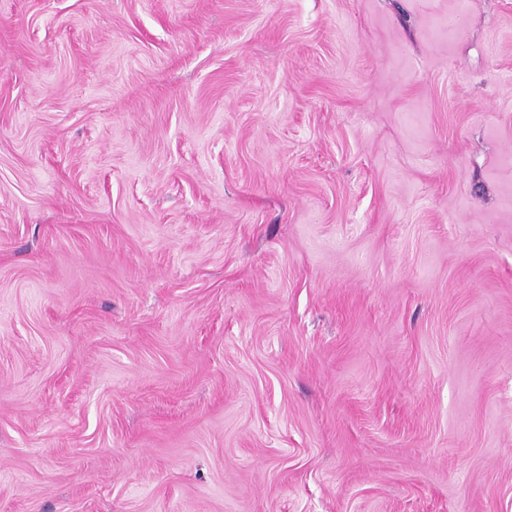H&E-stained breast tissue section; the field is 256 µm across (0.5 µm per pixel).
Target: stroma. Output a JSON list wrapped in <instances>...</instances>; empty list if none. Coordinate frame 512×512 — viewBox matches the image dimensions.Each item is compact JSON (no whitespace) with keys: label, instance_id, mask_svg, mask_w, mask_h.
Returning <instances> with one entry per match:
<instances>
[{"label":"stroma","instance_id":"obj_1","mask_svg":"<svg viewBox=\"0 0 512 512\" xmlns=\"http://www.w3.org/2000/svg\"><path fill=\"white\" fill-rule=\"evenodd\" d=\"M0 512H512V0H0Z\"/></svg>","mask_w":512,"mask_h":512}]
</instances>
